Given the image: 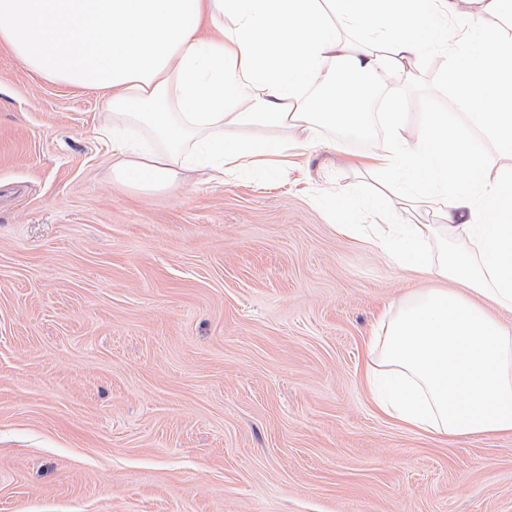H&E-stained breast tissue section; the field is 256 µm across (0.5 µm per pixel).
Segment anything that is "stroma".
<instances>
[{
  "instance_id": "1",
  "label": "stroma",
  "mask_w": 512,
  "mask_h": 512,
  "mask_svg": "<svg viewBox=\"0 0 512 512\" xmlns=\"http://www.w3.org/2000/svg\"><path fill=\"white\" fill-rule=\"evenodd\" d=\"M512 21L469 0L450 35ZM420 47L394 84L407 126L443 113L488 161L454 76ZM96 92L0 42V512H512V436L436 438L379 415L365 347L439 280L343 228L443 224L436 196L376 200L372 157L320 126L283 178L196 173L145 193L112 173Z\"/></svg>"
}]
</instances>
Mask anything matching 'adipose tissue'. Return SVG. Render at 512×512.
Masks as SVG:
<instances>
[{
  "instance_id": "ef3b65f1",
  "label": "adipose tissue",
  "mask_w": 512,
  "mask_h": 512,
  "mask_svg": "<svg viewBox=\"0 0 512 512\" xmlns=\"http://www.w3.org/2000/svg\"><path fill=\"white\" fill-rule=\"evenodd\" d=\"M454 0H0V41L33 72L101 93L112 114V165L145 191L184 172L234 179L288 172V142L240 140L228 128L293 130L314 138L320 113L344 108L361 126L359 91L402 69L422 39L446 42L436 24ZM382 32L384 47L354 50L337 26ZM477 43L463 76L472 124L497 140L502 165L430 113L393 134L374 155L407 201L438 192L444 224H403L377 245L394 263L449 280L412 296L367 351L370 400L383 415L429 434H512V46ZM348 60L337 92L314 104L306 88L330 84L329 67ZM149 128L153 145L130 139ZM464 243L449 252V240Z\"/></svg>"
}]
</instances>
